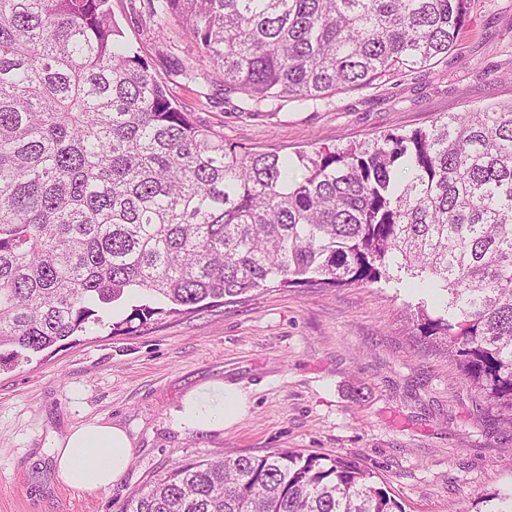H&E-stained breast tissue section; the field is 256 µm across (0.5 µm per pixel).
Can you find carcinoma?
Masks as SVG:
<instances>
[{"label":"carcinoma","mask_w":512,"mask_h":512,"mask_svg":"<svg viewBox=\"0 0 512 512\" xmlns=\"http://www.w3.org/2000/svg\"><path fill=\"white\" fill-rule=\"evenodd\" d=\"M214 83L324 100L448 55L470 0H146ZM110 0H0V348L268 284L438 288L419 335L512 413V102L288 158L224 142L120 40ZM120 512H402L353 457L293 450L175 464Z\"/></svg>","instance_id":"1"}]
</instances>
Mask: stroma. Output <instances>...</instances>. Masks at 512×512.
Segmentation results:
<instances>
[{"label":"stroma","instance_id":"obj_1","mask_svg":"<svg viewBox=\"0 0 512 512\" xmlns=\"http://www.w3.org/2000/svg\"><path fill=\"white\" fill-rule=\"evenodd\" d=\"M125 43L167 77L195 120L225 140L297 158L440 117L512 102V0H471L469 23L428 68L325 100L257 104L170 75L209 69L179 28L159 39L142 0H111ZM412 297L382 283L268 287L145 327L92 325L0 367V512H117L172 465L300 449L359 458L405 512H496L512 499V422L417 336ZM236 385L246 410L223 431L176 426L192 388ZM101 417L131 435L133 460L103 493L55 478V438Z\"/></svg>","mask_w":512,"mask_h":512}]
</instances>
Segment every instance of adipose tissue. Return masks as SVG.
Here are the masks:
<instances>
[{"instance_id": "1", "label": "adipose tissue", "mask_w": 512, "mask_h": 512, "mask_svg": "<svg viewBox=\"0 0 512 512\" xmlns=\"http://www.w3.org/2000/svg\"><path fill=\"white\" fill-rule=\"evenodd\" d=\"M244 410L242 393L217 380L201 385L182 399L173 416L186 430L223 431L225 424ZM55 472L68 487L89 493L111 488L133 459V442L127 431L102 419L70 427L52 448Z\"/></svg>"}]
</instances>
